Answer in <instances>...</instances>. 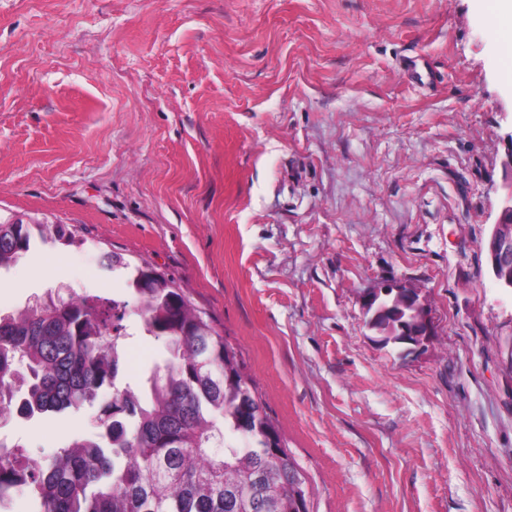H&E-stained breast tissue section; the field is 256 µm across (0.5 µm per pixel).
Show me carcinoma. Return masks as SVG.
Segmentation results:
<instances>
[{"instance_id": "1", "label": "carcinoma", "mask_w": 512, "mask_h": 512, "mask_svg": "<svg viewBox=\"0 0 512 512\" xmlns=\"http://www.w3.org/2000/svg\"><path fill=\"white\" fill-rule=\"evenodd\" d=\"M81 243L65 224H1L0 269L40 244ZM130 299L45 292L0 313V415L25 420L100 404L99 430L40 463L0 441V510L28 490L34 512H309L310 491L237 351L165 276ZM165 346L143 383L122 384L123 320ZM397 344L416 319L381 296L367 314ZM224 444V453L211 448Z\"/></svg>"}]
</instances>
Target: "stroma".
<instances>
[{
	"instance_id": "1",
	"label": "stroma",
	"mask_w": 512,
	"mask_h": 512,
	"mask_svg": "<svg viewBox=\"0 0 512 512\" xmlns=\"http://www.w3.org/2000/svg\"><path fill=\"white\" fill-rule=\"evenodd\" d=\"M492 27L485 0H0V216L81 240L0 272V311L123 301L103 254L149 262L238 351L310 512H512ZM385 279L425 297L424 350L367 327ZM124 323L135 379L163 346ZM97 429L93 405L1 419L0 440L41 461Z\"/></svg>"
}]
</instances>
